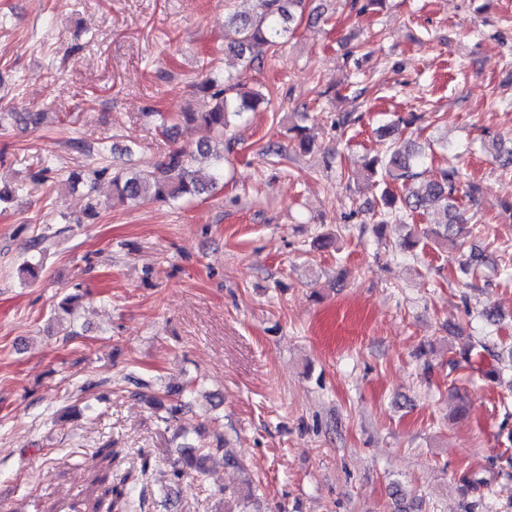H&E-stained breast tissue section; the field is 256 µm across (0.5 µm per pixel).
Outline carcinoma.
Instances as JSON below:
<instances>
[{"label":"carcinoma","instance_id":"carcinoma-1","mask_svg":"<svg viewBox=\"0 0 512 512\" xmlns=\"http://www.w3.org/2000/svg\"><path fill=\"white\" fill-rule=\"evenodd\" d=\"M252 4L249 13H233L228 21L236 25L238 40L229 46V51L244 62L248 69L268 53L273 52L292 34L291 25L296 13L304 9L305 0H248ZM196 88L208 94L212 106L205 112L184 110L148 112L146 116L158 123L163 132L176 128L178 121L186 126H203L211 133V140L200 143L193 149L180 147L158 157L149 168L134 172L123 168L112 173V196L135 203L176 202L187 197H198L210 192L224 180L225 153L231 152V143L224 142V132L236 120L245 119L266 103L263 93L248 89L240 76L209 70L202 75ZM15 123L36 124L41 120L39 112H1L0 127L4 120ZM414 117H399L381 127L383 137L390 140L382 154L366 157L362 169L366 180L380 192L379 208L374 216L381 226L392 221L408 223L410 216L424 211L430 205H438L442 218L432 221V227L413 231L403 242L406 249L419 246L421 238H429L440 247L456 245L463 233L465 217L460 208L461 197L475 200L479 187L465 184L460 169L454 165L438 171L414 189L412 181L422 176L418 169L423 164V154L411 141L400 137L401 125H410ZM297 147L304 153L313 149L306 128L293 125L288 128ZM489 149L494 162L502 169H512V146L507 147L498 138L491 139ZM491 263L483 254H471L460 262L457 277L467 280L477 274L482 266ZM224 440L216 439L215 447L187 443L178 449L179 463L172 466L170 481L178 484L191 472L201 473L203 461L213 450H221ZM123 450L112 441L102 445L94 458L112 465V472L104 473L96 481L105 485L101 498L92 512H133L134 507L146 508L144 495H136L141 480L152 470L153 460L149 454H141L139 466L116 474L124 456ZM251 481L245 486L224 490V512H247L248 503L254 496Z\"/></svg>","mask_w":512,"mask_h":512}]
</instances>
